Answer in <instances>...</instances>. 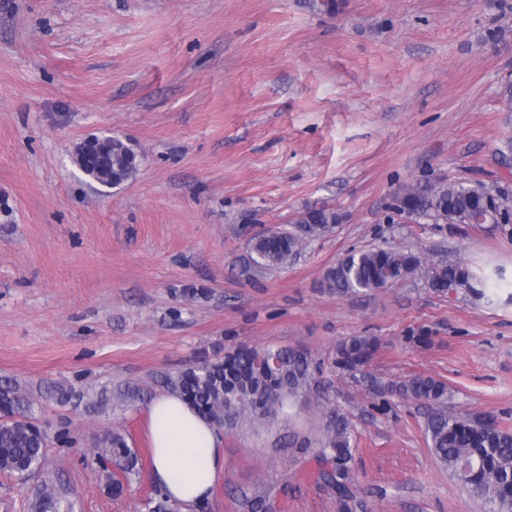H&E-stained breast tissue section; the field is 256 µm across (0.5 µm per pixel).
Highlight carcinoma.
I'll list each match as a JSON object with an SVG mask.
<instances>
[{
    "mask_svg": "<svg viewBox=\"0 0 512 512\" xmlns=\"http://www.w3.org/2000/svg\"><path fill=\"white\" fill-rule=\"evenodd\" d=\"M108 147L95 163L79 168L102 186L120 185L137 170L138 153L119 136H106ZM398 210L407 218L426 216L436 224H497L512 221V192L483 183L435 179L407 186L397 196ZM333 208H308L292 218L294 230L274 232L252 241L258 265H284L306 247L341 223ZM426 271L428 285L445 294L462 291L475 300L488 298L489 278L473 272L462 258L434 261L425 253L400 247H371L351 250L328 267L322 286L338 296L367 293L388 287ZM378 341L371 336H354L336 347L335 367L345 373L362 369L375 355ZM162 386L182 397L206 416L217 430L232 431L243 425L269 427L287 414L293 404L318 388L307 354L293 349L239 346L224 358L195 362L174 375H164ZM424 401L435 407L427 417L425 435L435 457L459 481L470 497L481 500L486 512H512V431L492 418L466 417L448 410V385L430 375H414L378 391L377 409L385 411L386 394ZM353 435L339 410H331L321 430L319 447L302 442L300 453L331 465L319 472L324 488L336 496L338 512H352L354 474ZM71 443L69 430L50 435L32 412V403L15 381L0 383V473L24 479L45 466L51 443ZM103 448L96 453L103 469L113 467L110 490L119 495L122 478L137 465V455L120 432H108ZM149 512H178L179 504L154 488ZM60 489L44 483L31 503V512H71Z\"/></svg>",
    "mask_w": 512,
    "mask_h": 512,
    "instance_id": "1",
    "label": "carcinoma"
}]
</instances>
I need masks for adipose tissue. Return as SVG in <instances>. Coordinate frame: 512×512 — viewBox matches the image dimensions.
I'll use <instances>...</instances> for the list:
<instances>
[{"instance_id":"ef3b65f1","label":"adipose tissue","mask_w":512,"mask_h":512,"mask_svg":"<svg viewBox=\"0 0 512 512\" xmlns=\"http://www.w3.org/2000/svg\"><path fill=\"white\" fill-rule=\"evenodd\" d=\"M147 415L153 470L165 491L186 505L206 499L224 471L222 442L215 427L169 393L156 396Z\"/></svg>"}]
</instances>
